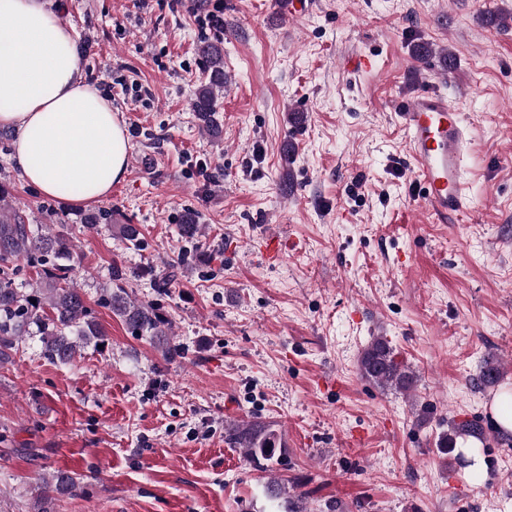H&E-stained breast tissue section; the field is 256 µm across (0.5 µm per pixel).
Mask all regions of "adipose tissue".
Masks as SVG:
<instances>
[{"instance_id":"adipose-tissue-1","label":"adipose tissue","mask_w":512,"mask_h":512,"mask_svg":"<svg viewBox=\"0 0 512 512\" xmlns=\"http://www.w3.org/2000/svg\"><path fill=\"white\" fill-rule=\"evenodd\" d=\"M0 127L15 130V164L43 195L69 200L77 182L96 201L127 173L124 128L81 76L52 0H0Z\"/></svg>"}]
</instances>
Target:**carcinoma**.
I'll use <instances>...</instances> for the list:
<instances>
[{
  "label": "carcinoma",
  "mask_w": 512,
  "mask_h": 512,
  "mask_svg": "<svg viewBox=\"0 0 512 512\" xmlns=\"http://www.w3.org/2000/svg\"><path fill=\"white\" fill-rule=\"evenodd\" d=\"M200 51L206 60V78L195 91L192 108L204 133L218 140L222 135L218 108L219 95L224 91V49L207 43ZM8 195L9 187L1 184L0 362L11 358L19 341L30 335L33 327L41 343V356L50 363L73 360L83 344L107 347L106 331L92 316L72 278L76 249L67 225L56 224L41 231L25 223L6 200ZM121 234L124 241L137 249L144 245L136 224L121 225ZM21 261L35 271V282L22 283ZM176 277L174 266L159 271L155 282L158 294L168 292ZM127 280L125 269L112 264V281L103 288L98 305L120 317L131 334L156 342L167 360L183 358L182 347L170 344L165 338L169 317L163 307L154 301L130 300L125 287ZM358 366L362 377L383 388L407 393L417 386L416 373L397 360L393 348L382 337L373 338L362 351ZM500 379V367L486 361L470 381L484 389L496 385ZM462 436L481 441L485 431L479 422L465 421L443 438L442 447L453 449L456 439ZM226 439L244 448L247 458L258 467L274 459L280 441L275 431L253 425L228 431ZM45 491L73 496L87 493V486L72 474L58 470L45 482Z\"/></svg>",
  "instance_id": "cac0c4a2"
}]
</instances>
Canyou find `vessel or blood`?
Masks as SVG:
<instances>
[{
	"mask_svg": "<svg viewBox=\"0 0 512 512\" xmlns=\"http://www.w3.org/2000/svg\"><path fill=\"white\" fill-rule=\"evenodd\" d=\"M398 116L428 209L442 219L467 211L469 182L464 158L469 139L461 112L440 91L426 90L404 101Z\"/></svg>",
	"mask_w": 512,
	"mask_h": 512,
	"instance_id": "vessel-or-blood-1",
	"label": "vessel or blood"
}]
</instances>
